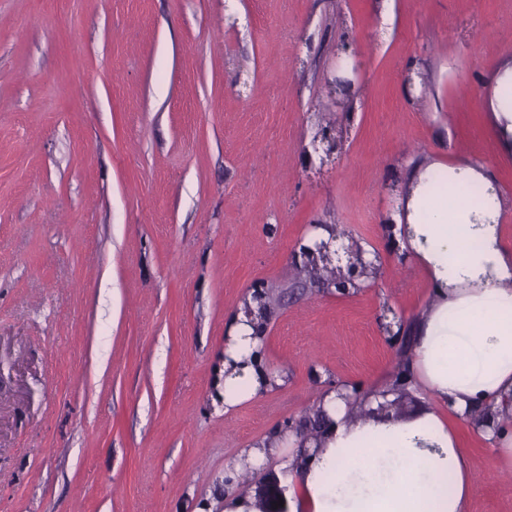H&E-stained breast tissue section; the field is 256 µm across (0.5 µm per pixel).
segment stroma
Here are the masks:
<instances>
[{
	"mask_svg": "<svg viewBox=\"0 0 512 512\" xmlns=\"http://www.w3.org/2000/svg\"><path fill=\"white\" fill-rule=\"evenodd\" d=\"M507 61L512 0H0V512H223L243 449L329 385L389 387L411 343L383 325L432 298L384 227L414 165L487 166L512 250L480 80ZM315 224L378 253L372 287L305 279ZM258 288L279 381L228 410L215 360ZM455 429L469 512H512L491 444ZM278 440L242 485L264 512L288 498Z\"/></svg>",
	"mask_w": 512,
	"mask_h": 512,
	"instance_id": "1",
	"label": "stroma"
}]
</instances>
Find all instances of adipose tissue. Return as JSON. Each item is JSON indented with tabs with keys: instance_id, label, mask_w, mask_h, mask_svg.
<instances>
[{
	"instance_id": "obj_1",
	"label": "adipose tissue",
	"mask_w": 512,
	"mask_h": 512,
	"mask_svg": "<svg viewBox=\"0 0 512 512\" xmlns=\"http://www.w3.org/2000/svg\"><path fill=\"white\" fill-rule=\"evenodd\" d=\"M491 112L512 148V63L494 68ZM503 200L487 167L433 162L413 170L394 216L402 246L428 270L435 297L416 324L412 379L435 401L412 417L352 420L336 391L317 446L281 459L290 512H468L470 465L445 417L494 414L482 429L499 465L512 467V253L502 244ZM264 340L244 313L228 324L219 369L225 408L269 386Z\"/></svg>"
}]
</instances>
